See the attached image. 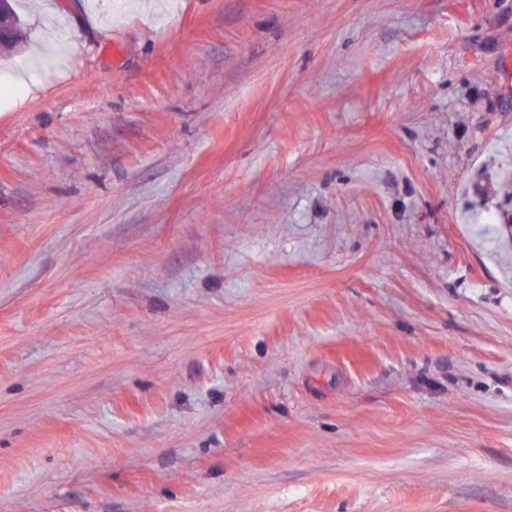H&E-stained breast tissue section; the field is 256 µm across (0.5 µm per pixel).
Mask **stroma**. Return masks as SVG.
<instances>
[{"label":"stroma","instance_id":"35a3bbf8","mask_svg":"<svg viewBox=\"0 0 512 512\" xmlns=\"http://www.w3.org/2000/svg\"><path fill=\"white\" fill-rule=\"evenodd\" d=\"M16 9L0 512H512V0Z\"/></svg>","mask_w":512,"mask_h":512}]
</instances>
